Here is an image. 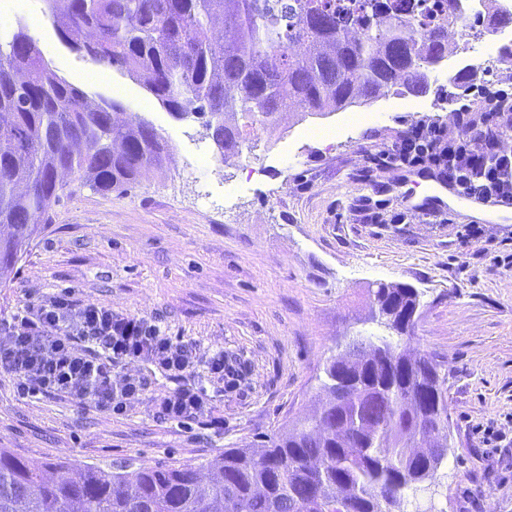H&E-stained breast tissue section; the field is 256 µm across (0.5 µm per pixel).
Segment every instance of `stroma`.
<instances>
[{
    "label": "stroma",
    "instance_id": "1",
    "mask_svg": "<svg viewBox=\"0 0 512 512\" xmlns=\"http://www.w3.org/2000/svg\"><path fill=\"white\" fill-rule=\"evenodd\" d=\"M31 34L61 75L152 120L172 152L163 170L122 194L68 182L0 280V321L67 292L146 317L200 352L223 349L249 375L228 392L196 368L210 415L224 421L214 429L202 419L157 417L156 399L175 388L158 370L119 414L64 396L20 395L16 378L0 372V448L35 463L197 467L225 449L257 445L315 410L326 360L378 332L369 285L397 282L422 294L403 344L431 355L447 378L451 439L447 461L403 512H512V267L481 256L512 245V206L476 221L451 183L447 209L428 201L418 212L403 196L406 183L439 182L443 173L370 162L419 122L452 125L436 101L476 104L490 88L512 96V82L479 72L454 88L435 70L420 97L388 92L245 129L241 153L224 160L199 121L171 118L134 79L88 81L92 62L63 50L51 24ZM216 162L220 182L210 177ZM373 212L383 223H366ZM476 223L481 239L463 242Z\"/></svg>",
    "mask_w": 512,
    "mask_h": 512
}]
</instances>
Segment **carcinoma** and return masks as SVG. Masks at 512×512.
<instances>
[{"mask_svg": "<svg viewBox=\"0 0 512 512\" xmlns=\"http://www.w3.org/2000/svg\"><path fill=\"white\" fill-rule=\"evenodd\" d=\"M59 44L135 79L176 120L201 121L225 158L245 125L282 110L329 114L392 89L419 96L454 53L447 19L416 28L420 0H45ZM124 105L69 82L23 21L0 38V276L60 201L63 178L125 191L169 156L166 137ZM384 356L352 340L329 362L316 413L257 448H229L198 468L66 462L42 466L0 448V512H401L448 448L447 379L392 340L417 289L368 288Z\"/></svg>", "mask_w": 512, "mask_h": 512, "instance_id": "cac0c4a2", "label": "carcinoma"}]
</instances>
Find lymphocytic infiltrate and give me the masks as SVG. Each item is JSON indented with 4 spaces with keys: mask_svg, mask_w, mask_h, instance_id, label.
Instances as JSON below:
<instances>
[{
    "mask_svg": "<svg viewBox=\"0 0 512 512\" xmlns=\"http://www.w3.org/2000/svg\"><path fill=\"white\" fill-rule=\"evenodd\" d=\"M455 121L453 134L436 121L418 123L382 153L407 166L445 171L465 195L512 201V153L502 147L504 131L512 130V105L488 95L479 108H456ZM5 331L0 370L16 376L20 393L68 396L109 413H122L127 400L147 388L144 377L115 376L125 365H150L177 381L172 393L156 401L158 417L171 421L208 415L201 387L189 381L197 365L228 389L248 375L245 365L223 351L199 353L161 335L147 318L118 316L102 303L79 304L66 293L24 306Z\"/></svg>",
    "mask_w": 512,
    "mask_h": 512,
    "instance_id": "obj_1",
    "label": "lymphocytic infiltrate"
}]
</instances>
